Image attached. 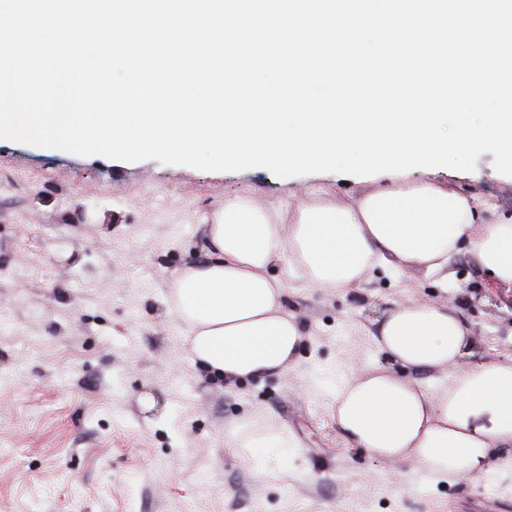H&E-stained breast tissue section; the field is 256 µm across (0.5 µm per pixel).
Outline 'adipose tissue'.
<instances>
[{
  "label": "adipose tissue",
  "mask_w": 512,
  "mask_h": 512,
  "mask_svg": "<svg viewBox=\"0 0 512 512\" xmlns=\"http://www.w3.org/2000/svg\"><path fill=\"white\" fill-rule=\"evenodd\" d=\"M207 237L204 259L181 269L170 290L195 361L228 383L280 377L298 361L306 335L285 307L286 278L271 273L279 260L314 288L351 290L377 267L448 283L466 241L489 277L512 287V213L437 182L395 181L347 201L324 187L286 226L251 197L234 196ZM376 342L400 370L343 377L335 418L349 445L410 464L420 485L492 474L512 492V360L457 368L472 341L454 304L401 306L379 322ZM450 366V382L432 391L400 374ZM224 442L255 460L291 446L253 416L226 427Z\"/></svg>",
  "instance_id": "adipose-tissue-1"
}]
</instances>
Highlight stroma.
I'll list each match as a JSON object with an SVG mask.
<instances>
[{
	"label": "stroma",
	"instance_id": "obj_1",
	"mask_svg": "<svg viewBox=\"0 0 512 512\" xmlns=\"http://www.w3.org/2000/svg\"><path fill=\"white\" fill-rule=\"evenodd\" d=\"M404 178L462 186L512 212V177L489 153L471 172ZM380 184L0 140V512H512V493L488 477L413 486L407 465L348 446L334 416L342 373L390 368L376 321L413 300L462 305L475 360L512 358V291L490 286L469 244L449 290L414 269L374 271L358 290L287 278L307 338L286 377L229 384L189 353L169 283L203 259L226 198L284 215L323 185L348 198ZM254 413L293 440L279 461L287 476L225 447V425Z\"/></svg>",
	"mask_w": 512,
	"mask_h": 512
}]
</instances>
